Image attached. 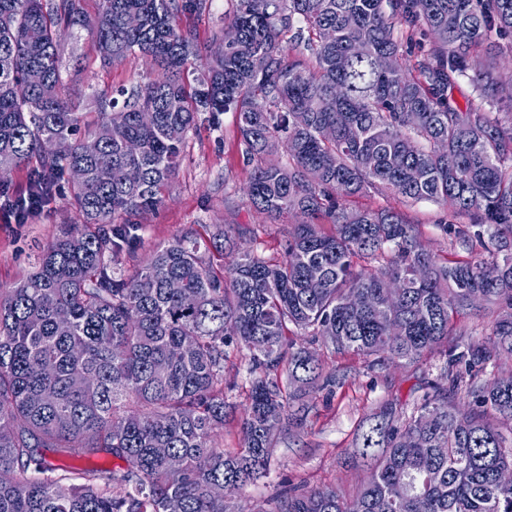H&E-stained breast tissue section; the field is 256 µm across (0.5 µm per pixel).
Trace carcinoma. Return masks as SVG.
Returning a JSON list of instances; mask_svg holds the SVG:
<instances>
[{
    "label": "carcinoma",
    "mask_w": 512,
    "mask_h": 512,
    "mask_svg": "<svg viewBox=\"0 0 512 512\" xmlns=\"http://www.w3.org/2000/svg\"><path fill=\"white\" fill-rule=\"evenodd\" d=\"M231 2L224 53L204 58L176 17L209 0H100L92 19L81 0H0V179L27 166L43 196L64 179L83 216L0 289V512H243L213 487L256 482L298 436L321 371L297 337L413 363L457 335L475 294L496 305L491 337L453 355L450 386L413 412L386 402L361 426L357 493L282 490L257 512H512L497 480L512 467V378L481 379L512 357V82H479L482 66L512 62V0ZM63 28L87 33L104 68L139 53L160 74L99 98L89 120L59 93ZM464 79L478 101L462 108ZM502 98L511 111H494ZM200 112L216 126L233 113L255 212L305 220L278 257L257 253V230L217 224L210 249L184 235L115 275ZM387 191L406 207L453 204L470 218L455 231L466 255L437 259L401 210L349 206ZM232 345L253 377L243 445L226 451L215 430ZM108 456L125 466L92 463Z\"/></svg>",
    "instance_id": "cac0c4a2"
}]
</instances>
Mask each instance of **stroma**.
<instances>
[{
	"mask_svg": "<svg viewBox=\"0 0 512 512\" xmlns=\"http://www.w3.org/2000/svg\"><path fill=\"white\" fill-rule=\"evenodd\" d=\"M209 4L206 13H186L176 20L177 26L205 51L220 43L224 17L232 10L230 0H209ZM60 40L66 65L64 95L88 118H95L98 110L94 94L142 85L158 74L150 60L137 54L126 56L111 68H101L89 37L77 39L65 31ZM249 172L232 114L221 115L216 125L208 117H201L184 142L178 173L165 188L162 205L143 214L141 240L134 255L118 256L117 271L131 272L134 259L147 258L160 243L188 232H201L206 224L258 225L264 255L280 252L288 236V224L261 219L253 210L245 192ZM411 215L426 248L437 257H446L454 242L452 233L443 228L451 216L450 209L422 202L412 208ZM81 221L64 187L29 223L16 224L0 215V286H11L24 278L46 245ZM456 342V337H449L447 344L426 353L419 362L383 368L367 366L359 357L336 354L320 343L311 344L324 372H347V381L335 387L333 394L321 392L310 397L303 430L297 438L274 448L267 477L235 491L234 497L244 512H257L285 485L300 489L329 486L338 494H352L366 476L363 467L348 460L362 421L391 399L412 407L431 383L442 382L450 347ZM248 379V356L237 353L234 365L224 371V393L236 407L224 423V448L228 451L242 443L241 387Z\"/></svg>",
	"mask_w": 512,
	"mask_h": 512,
	"instance_id": "1",
	"label": "stroma"
}]
</instances>
